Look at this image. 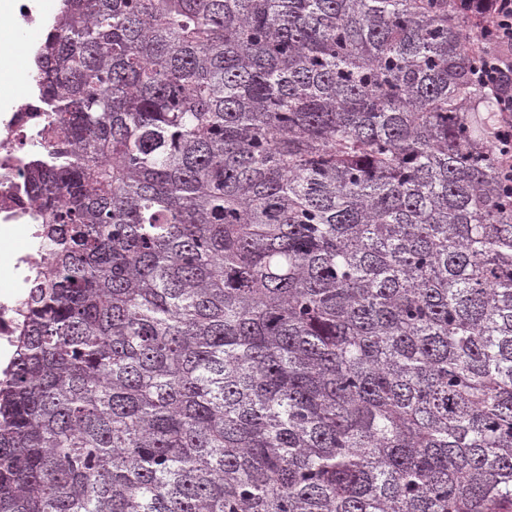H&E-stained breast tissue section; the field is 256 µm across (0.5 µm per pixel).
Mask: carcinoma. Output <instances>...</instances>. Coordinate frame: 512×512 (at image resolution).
I'll use <instances>...</instances> for the list:
<instances>
[{
    "instance_id": "obj_1",
    "label": "carcinoma",
    "mask_w": 512,
    "mask_h": 512,
    "mask_svg": "<svg viewBox=\"0 0 512 512\" xmlns=\"http://www.w3.org/2000/svg\"><path fill=\"white\" fill-rule=\"evenodd\" d=\"M463 0H62L0 512H512V198Z\"/></svg>"
}]
</instances>
